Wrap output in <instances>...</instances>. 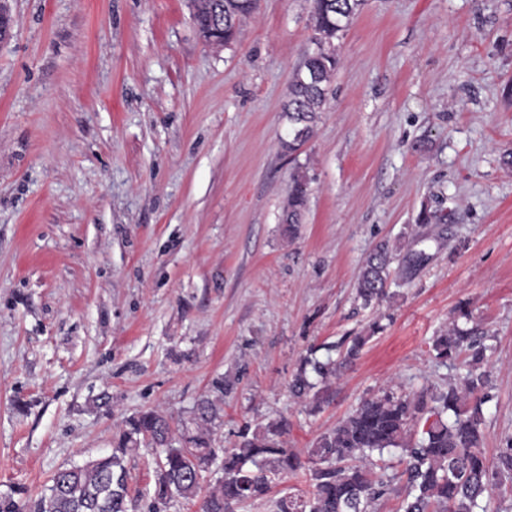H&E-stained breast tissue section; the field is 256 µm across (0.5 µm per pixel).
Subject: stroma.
<instances>
[{"label": "stroma", "mask_w": 512, "mask_h": 512, "mask_svg": "<svg viewBox=\"0 0 512 512\" xmlns=\"http://www.w3.org/2000/svg\"><path fill=\"white\" fill-rule=\"evenodd\" d=\"M0 45V498L108 453L148 409L217 437L274 419L307 457L363 398L446 387L434 336L466 304L492 335L484 453L512 435V0H364L295 154L286 105L312 0H259L204 43L187 0H10ZM303 222H280L294 169ZM437 220L419 223L423 211ZM400 249L387 296L357 280ZM363 336L321 407L288 384ZM159 452L129 459L148 512ZM389 242H381L367 258L357 282V297L363 306L380 302L389 284V267L398 257Z\"/></svg>", "instance_id": "obj_1"}]
</instances>
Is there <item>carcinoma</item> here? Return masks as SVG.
Returning <instances> with one entry per match:
<instances>
[{"instance_id": "1", "label": "carcinoma", "mask_w": 512, "mask_h": 512, "mask_svg": "<svg viewBox=\"0 0 512 512\" xmlns=\"http://www.w3.org/2000/svg\"><path fill=\"white\" fill-rule=\"evenodd\" d=\"M363 0H313V48L308 50L289 87L291 140L282 147L293 154L311 137L322 111L339 59L340 38ZM256 8V0H199L195 27L224 31L232 41L240 20ZM307 177L293 172L281 223L292 237L306 203ZM398 257L386 241L367 258L357 282V297L367 307L381 301L389 284V267ZM488 332L473 324L472 312L458 308L447 332L434 339L441 361L462 360L459 382L442 389L414 393L386 390L362 399L335 427L322 433L307 461L285 446L287 423L272 421L240 435L232 448L217 446L216 421L224 411V383L200 397L191 417L174 425L158 410L141 411L124 421L112 451L96 459L57 470L41 495L24 508L11 498L0 500V512H128L127 460L140 448H158L160 456L149 512H168L177 499L200 502V512H234L241 504L267 496L288 475L308 472L312 490L282 496L274 512H375L392 480L374 474V457L400 453L405 477L401 512H488L483 501L503 494L512 484V436L504 439L496 458L483 452L482 406L491 388ZM367 341L351 336L336 345L338 358L303 359L288 384L290 394L325 400L339 369L355 361ZM423 424V436L409 439L411 427ZM220 476L204 484L217 458Z\"/></svg>"}]
</instances>
